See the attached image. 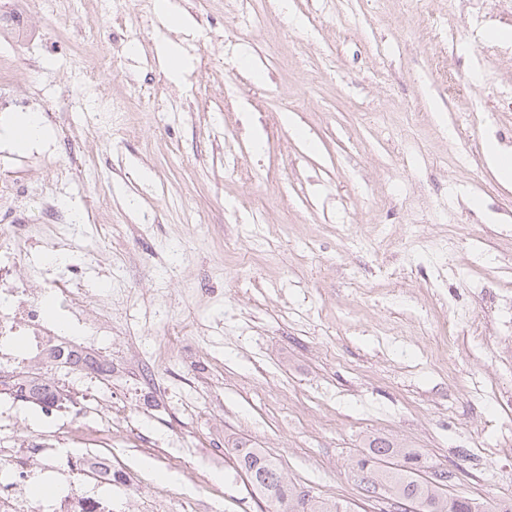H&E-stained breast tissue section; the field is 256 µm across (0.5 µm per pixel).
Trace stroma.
<instances>
[{"mask_svg":"<svg viewBox=\"0 0 512 512\" xmlns=\"http://www.w3.org/2000/svg\"><path fill=\"white\" fill-rule=\"evenodd\" d=\"M113 2L33 0L0 42L1 123L72 100L46 141L0 138V172L63 214L17 230L19 277L112 304L108 374L32 361L72 400L0 395V446H50L82 412L65 445L111 459L112 512H272L241 441L349 512H395L353 471L376 437L449 472V495L512 500V185L484 154L512 151V0H169L177 36L155 0ZM103 50L121 67L100 86L136 100L108 129L81 83Z\"/></svg>","mask_w":512,"mask_h":512,"instance_id":"35a3bbf8","label":"stroma"}]
</instances>
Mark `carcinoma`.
Here are the masks:
<instances>
[{
  "instance_id": "carcinoma-1",
  "label": "carcinoma",
  "mask_w": 512,
  "mask_h": 512,
  "mask_svg": "<svg viewBox=\"0 0 512 512\" xmlns=\"http://www.w3.org/2000/svg\"><path fill=\"white\" fill-rule=\"evenodd\" d=\"M234 453L254 491L283 512H343L339 505L318 495L305 498L264 449L244 442L234 448ZM355 466L372 492L382 493L400 512L414 504L421 506L423 512H478L472 500L448 496L443 474L424 477L428 469L426 458L389 440L373 439Z\"/></svg>"
}]
</instances>
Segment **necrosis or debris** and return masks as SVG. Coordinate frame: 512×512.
<instances>
[{
    "mask_svg": "<svg viewBox=\"0 0 512 512\" xmlns=\"http://www.w3.org/2000/svg\"><path fill=\"white\" fill-rule=\"evenodd\" d=\"M22 181L12 175L0 179V346H10L25 334L31 342L24 352L15 354L11 364L0 363V391H11L30 381L23 365L40 358L53 366H67L69 350L61 347L56 333L43 319L46 294L43 288H28L12 280L11 275L24 266L27 254L13 245L15 227L10 217L24 199ZM52 463L42 471L31 466L27 448L0 449V512H112V464L94 452L80 455L69 449H52ZM61 475L62 480L51 497L32 493L31 482L38 473Z\"/></svg>",
    "mask_w": 512,
    "mask_h": 512,
    "instance_id": "4bbe7bcc",
    "label": "necrosis or debris"
}]
</instances>
